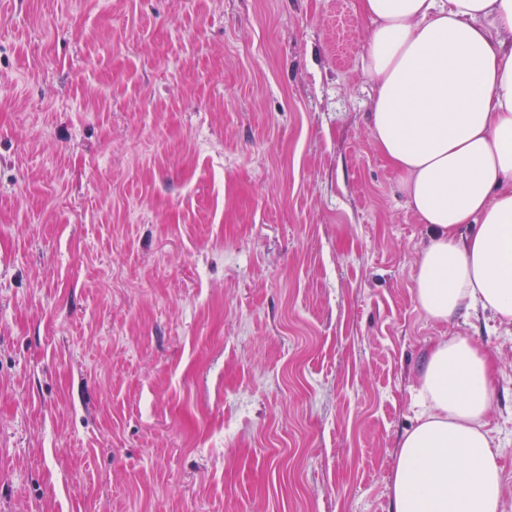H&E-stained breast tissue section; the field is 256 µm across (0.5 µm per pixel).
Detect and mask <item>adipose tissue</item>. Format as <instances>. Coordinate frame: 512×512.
I'll return each instance as SVG.
<instances>
[{
	"instance_id": "1",
	"label": "adipose tissue",
	"mask_w": 512,
	"mask_h": 512,
	"mask_svg": "<svg viewBox=\"0 0 512 512\" xmlns=\"http://www.w3.org/2000/svg\"><path fill=\"white\" fill-rule=\"evenodd\" d=\"M372 22L363 67L372 139L428 230L414 277L437 322L475 309L512 324V0H359ZM419 412L399 449L389 512H503L486 430L490 357L436 341Z\"/></svg>"
}]
</instances>
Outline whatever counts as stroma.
Segmentation results:
<instances>
[{"label":"stroma","instance_id":"obj_1","mask_svg":"<svg viewBox=\"0 0 512 512\" xmlns=\"http://www.w3.org/2000/svg\"><path fill=\"white\" fill-rule=\"evenodd\" d=\"M359 0H0V512H388L428 242Z\"/></svg>","mask_w":512,"mask_h":512}]
</instances>
